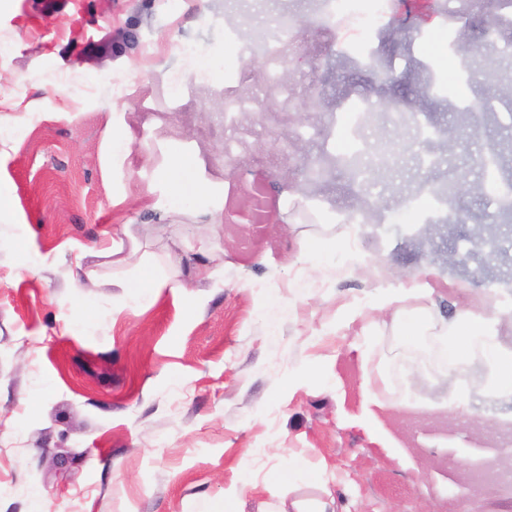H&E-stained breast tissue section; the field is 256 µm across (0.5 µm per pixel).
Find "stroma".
<instances>
[{
  "instance_id": "35a3bbf8",
  "label": "stroma",
  "mask_w": 512,
  "mask_h": 512,
  "mask_svg": "<svg viewBox=\"0 0 512 512\" xmlns=\"http://www.w3.org/2000/svg\"><path fill=\"white\" fill-rule=\"evenodd\" d=\"M448 0H366L360 24L327 23L310 0H10L0 10V180L14 215L0 222V512H208L241 494L239 512H289L331 490L336 512H512V489L489 477L497 424L512 389L489 392L478 353L456 369L432 363L423 336L401 338L389 312L348 321L350 305L423 273L410 298L434 324L512 295V259L462 238L495 222L512 255V218L495 216L481 156L512 179V19L496 0L450 16ZM301 18L297 52L283 46L271 90L264 60L226 48L283 13ZM220 58L223 78L193 83L187 47ZM396 82H373L371 65ZM261 104L239 119L243 146L224 155V82ZM318 95H310L312 83ZM381 115L348 136L356 104ZM476 135L449 148V132ZM129 151L112 159L113 136ZM360 150L368 167L309 183L297 167L319 149ZM191 155L209 194L168 206L173 151ZM383 166H374L380 153ZM434 166H424L426 158ZM464 178L452 224L432 187ZM262 203L273 224H215L212 210ZM317 202L310 214L303 207ZM372 203L370 223L344 212ZM122 253L101 255L116 228ZM31 238L25 254L18 238ZM355 238L362 266L340 254L317 265L303 240ZM210 250L195 261L190 245ZM86 257H79L80 249ZM153 260L193 286L131 307L118 281ZM41 277H19L22 266ZM85 286L72 295L73 272ZM319 365L321 378L303 371ZM468 386L486 431L433 410ZM290 487L270 484L284 460Z\"/></svg>"
}]
</instances>
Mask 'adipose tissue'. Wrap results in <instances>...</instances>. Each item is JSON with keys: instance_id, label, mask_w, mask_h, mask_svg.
Returning a JSON list of instances; mask_svg holds the SVG:
<instances>
[{"instance_id": "ef3b65f1", "label": "adipose tissue", "mask_w": 512, "mask_h": 512, "mask_svg": "<svg viewBox=\"0 0 512 512\" xmlns=\"http://www.w3.org/2000/svg\"><path fill=\"white\" fill-rule=\"evenodd\" d=\"M430 290L424 278L413 277L396 288H383L370 301V309L381 311L396 308L401 317L402 332H410L416 323L423 321L424 310L406 312L404 303L410 298L428 297ZM512 322V312L495 310L482 314L466 313L448 324L441 333L439 349L447 366H455L472 351L478 350L488 359L487 382L491 390L512 388V347L497 339V328Z\"/></svg>"}]
</instances>
